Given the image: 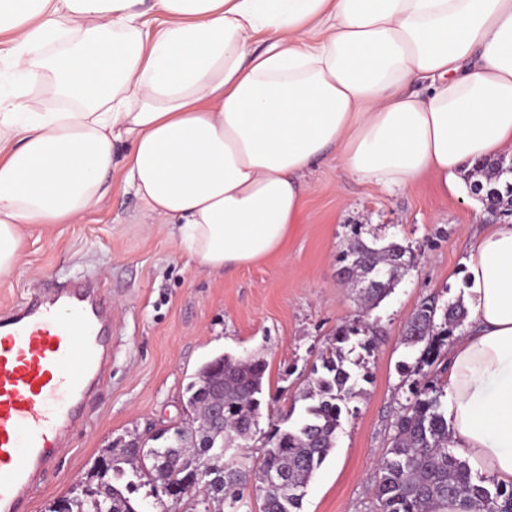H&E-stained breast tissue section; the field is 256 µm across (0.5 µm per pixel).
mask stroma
I'll return each mask as SVG.
<instances>
[{
  "label": "stroma",
  "mask_w": 512,
  "mask_h": 512,
  "mask_svg": "<svg viewBox=\"0 0 512 512\" xmlns=\"http://www.w3.org/2000/svg\"><path fill=\"white\" fill-rule=\"evenodd\" d=\"M453 183L448 193L427 178L390 192L324 159L306 178L303 221L286 243L222 274L189 260L168 227L146 223L133 191L119 183L77 223L26 233L18 267L0 279V308L50 284L92 279L112 309L105 385L87 403L84 425L60 448L28 512H49L86 479L104 449L188 419V383L221 354L266 364L261 433L245 450L258 461L263 432L300 397L344 325L361 328L349 344L360 363L362 394L344 409L336 447L311 482L301 512H376L375 466L413 382L400 366L418 356L403 343L405 322L427 299L443 305L463 297L472 235L488 218L463 178ZM357 225L366 242L395 241L415 256L394 291L367 316L336 277Z\"/></svg>",
  "instance_id": "stroma-1"
}]
</instances>
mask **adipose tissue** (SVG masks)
<instances>
[{"label": "adipose tissue", "mask_w": 512, "mask_h": 512, "mask_svg": "<svg viewBox=\"0 0 512 512\" xmlns=\"http://www.w3.org/2000/svg\"><path fill=\"white\" fill-rule=\"evenodd\" d=\"M507 150L512 0H0V279L24 227L95 212L116 180L221 273L280 249L326 155L390 191ZM465 276L448 423L510 484L512 223Z\"/></svg>", "instance_id": "adipose-tissue-1"}]
</instances>
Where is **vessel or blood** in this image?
<instances>
[{"instance_id": "vessel-or-blood-1", "label": "vessel or blood", "mask_w": 512, "mask_h": 512, "mask_svg": "<svg viewBox=\"0 0 512 512\" xmlns=\"http://www.w3.org/2000/svg\"><path fill=\"white\" fill-rule=\"evenodd\" d=\"M53 296L0 311V512H26L37 477L106 378V300L91 301L77 287ZM63 305L74 309L73 319H62Z\"/></svg>"}]
</instances>
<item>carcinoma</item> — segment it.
Listing matches in <instances>:
<instances>
[{"label": "carcinoma", "instance_id": "cac0c4a2", "mask_svg": "<svg viewBox=\"0 0 512 512\" xmlns=\"http://www.w3.org/2000/svg\"><path fill=\"white\" fill-rule=\"evenodd\" d=\"M474 196L496 205L512 200V162L499 159L477 163L464 174ZM336 274L346 283L372 281L361 297L366 310L376 307L395 289L414 264L409 248L390 242L377 247L361 237L356 226L340 259ZM468 310L458 301L440 306L428 299L409 317L403 343L419 348L417 367L432 365L439 357L444 336L464 325ZM356 330L336 329L322 370H313L302 410L291 406L264 436V453L254 464L246 458L224 462L210 449L244 448L259 430L261 395L266 364L261 359L219 355L205 362L187 387L191 419L160 435L164 445L147 447L141 441L120 453L106 449L103 455L104 491L97 498L75 487L58 498L50 512H141L131 498L138 485L179 487L185 480V460L206 458L201 488L204 512L210 505L235 508L250 483L262 499L260 512H300L307 488L316 471L336 448L342 407L359 394L358 378L346 366L344 352ZM443 390L429 381L412 391L394 422L391 446L380 460L375 475L378 512H439L448 503L462 501L472 512H512V485L506 487L473 472L469 461L450 448L448 407ZM224 402V424L215 425L210 409ZM288 473V489L265 482L267 472Z\"/></svg>", "mask_w": 512, "mask_h": 512}]
</instances>
